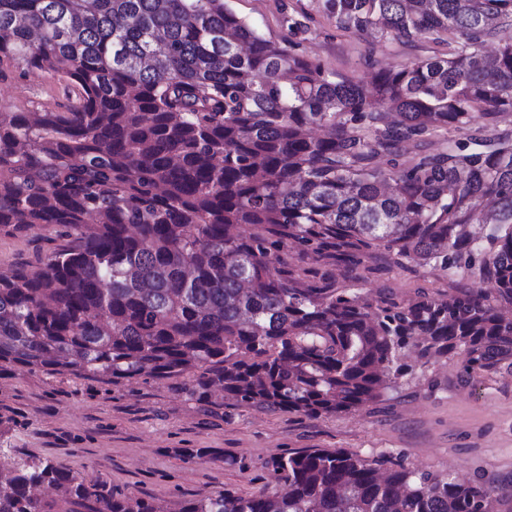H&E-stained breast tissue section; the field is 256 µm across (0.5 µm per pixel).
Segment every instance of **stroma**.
Here are the masks:
<instances>
[{
  "mask_svg": "<svg viewBox=\"0 0 512 512\" xmlns=\"http://www.w3.org/2000/svg\"><path fill=\"white\" fill-rule=\"evenodd\" d=\"M226 2L263 37L363 84L384 66L441 51L425 37L402 42L339 31L318 0ZM66 93L58 77L0 68V112L52 110ZM46 235L37 229L24 237L0 236V270L35 268ZM324 270L354 283L369 300L479 295L486 289L476 278L452 282L427 267L395 265L384 251L357 268L331 263ZM462 375V357L443 358L401 380L382 401L309 417L218 396L196 400L184 391L186 375L111 385L15 367L0 373V473L24 459L49 457L86 483L106 480L128 494L172 505L227 488L243 495L272 489L273 458L328 448L365 460L393 455L411 468L512 490V375L473 383Z\"/></svg>",
  "mask_w": 512,
  "mask_h": 512,
  "instance_id": "stroma-1",
  "label": "stroma"
}]
</instances>
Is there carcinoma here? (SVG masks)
Masks as SVG:
<instances>
[{
	"label": "carcinoma",
	"instance_id": "carcinoma-1",
	"mask_svg": "<svg viewBox=\"0 0 512 512\" xmlns=\"http://www.w3.org/2000/svg\"><path fill=\"white\" fill-rule=\"evenodd\" d=\"M322 8L343 32L448 52L381 68L367 90L226 0H0V66L77 90L59 110L0 112V235L53 231L36 271L0 276V370L191 372L200 401L311 417L458 352L468 381L512 374V318L495 305L512 302V130L497 127L512 111V0ZM450 128L460 138L428 150ZM290 246L352 266L383 249L490 289L373 303L288 263ZM273 472V491L170 508L42 458L0 475V512H497L486 484L393 457L303 448Z\"/></svg>",
	"mask_w": 512,
	"mask_h": 512
}]
</instances>
